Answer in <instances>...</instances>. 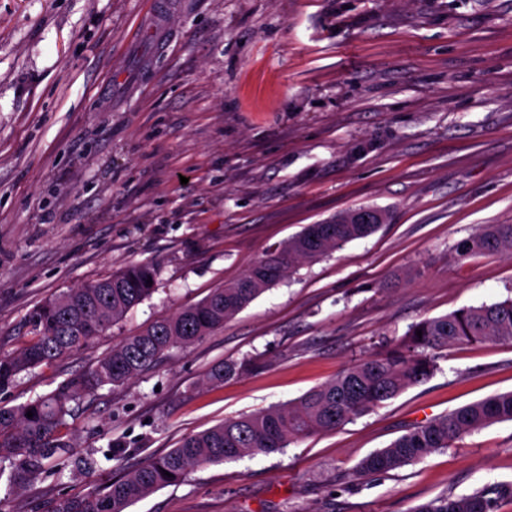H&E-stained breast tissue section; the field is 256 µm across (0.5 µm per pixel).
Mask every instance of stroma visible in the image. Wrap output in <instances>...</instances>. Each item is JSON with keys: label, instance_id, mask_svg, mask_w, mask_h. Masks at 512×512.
Instances as JSON below:
<instances>
[{"label": "stroma", "instance_id": "obj_1", "mask_svg": "<svg viewBox=\"0 0 512 512\" xmlns=\"http://www.w3.org/2000/svg\"><path fill=\"white\" fill-rule=\"evenodd\" d=\"M154 2L0 0V354L54 294L132 261L159 269L151 298L20 374L0 405L50 393L305 225L360 206L393 219L75 402L74 452L92 471L14 490L1 478L0 512H49L187 434L303 395L412 323L512 297L511 258L456 250L512 224V0ZM244 360L242 377L207 382ZM438 364L335 431L194 469L128 512H411L512 481V421L355 479L414 424L512 391V343L452 347ZM115 442L124 452L106 460Z\"/></svg>", "mask_w": 512, "mask_h": 512}]
</instances>
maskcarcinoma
<instances>
[{
  "mask_svg": "<svg viewBox=\"0 0 512 512\" xmlns=\"http://www.w3.org/2000/svg\"><path fill=\"white\" fill-rule=\"evenodd\" d=\"M388 211L359 207L321 224H309L279 250L265 254L239 279L222 284L200 302L180 309L124 338L82 374L52 392L17 406H0V462H10L9 488H23L49 470V460L73 447L67 435L71 403L108 386L137 377L173 347H188L224 327L301 261L315 262L347 243L374 233ZM460 256L499 253L512 257V224H487L457 245ZM152 285H147V280ZM151 262L130 264L110 276L82 284L44 301L29 314L30 336L14 353L0 356V388L19 374L51 365L126 314L158 288ZM422 331L417 336L416 331ZM479 342L512 343V299L463 307L411 325L384 354L354 363L330 381L293 401L273 405L185 436L169 452L112 480L101 490L58 500L51 512H127L153 492L185 480L199 466L282 451L293 441L336 430L437 370V353ZM246 361L220 363L208 375L212 383L238 377ZM33 417H27V412ZM502 421H512V392L489 396L410 427L388 447L364 457L357 475L366 477L404 467L452 445L463 436ZM171 476L164 475V472ZM512 501V481L497 482L461 495H440L411 512H498Z\"/></svg>",
  "mask_w": 512,
  "mask_h": 512,
  "instance_id": "obj_1",
  "label": "carcinoma"
}]
</instances>
